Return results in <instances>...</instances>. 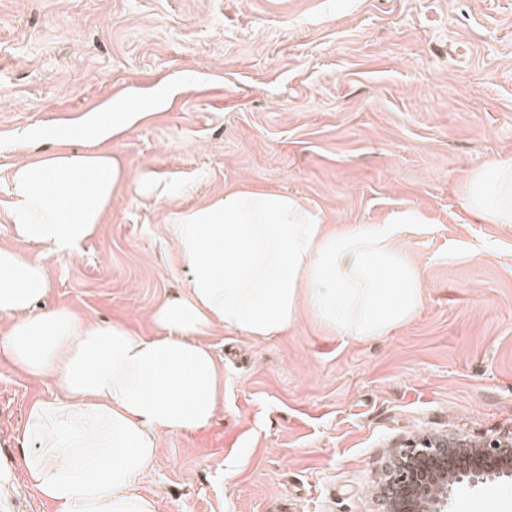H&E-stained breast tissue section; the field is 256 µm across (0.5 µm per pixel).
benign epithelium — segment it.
Masks as SVG:
<instances>
[{"label":"benign epithelium","instance_id":"obj_1","mask_svg":"<svg viewBox=\"0 0 512 512\" xmlns=\"http://www.w3.org/2000/svg\"><path fill=\"white\" fill-rule=\"evenodd\" d=\"M512 475V436L480 444L463 438L417 436L395 444L379 474L384 512H445L449 494L464 482Z\"/></svg>","mask_w":512,"mask_h":512}]
</instances>
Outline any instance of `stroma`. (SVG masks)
Here are the masks:
<instances>
[{"mask_svg": "<svg viewBox=\"0 0 512 512\" xmlns=\"http://www.w3.org/2000/svg\"><path fill=\"white\" fill-rule=\"evenodd\" d=\"M115 97L143 115L103 145L126 181L79 253L49 257L41 308L152 334L186 290L175 224L229 184L294 193L327 224L421 219L403 252L427 288L401 327L345 343L304 312L268 340L208 337L224 404L160 435L139 485L158 512H378L394 443L512 431V224L463 199L512 158V0H0V245L18 136L84 151L71 130ZM55 395L0 349V512H53L21 430ZM475 497L512 512V476L460 486L447 512Z\"/></svg>", "mask_w": 512, "mask_h": 512, "instance_id": "1", "label": "stroma"}]
</instances>
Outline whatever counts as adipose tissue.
<instances>
[{
    "label": "adipose tissue",
    "mask_w": 512,
    "mask_h": 512,
    "mask_svg": "<svg viewBox=\"0 0 512 512\" xmlns=\"http://www.w3.org/2000/svg\"><path fill=\"white\" fill-rule=\"evenodd\" d=\"M139 118L112 100L75 130L92 150L21 158L7 188L14 232L31 250L0 246V347L30 380L59 389L31 404L22 427L23 469L54 512H157L139 484L160 435L207 427L224 397L204 342L216 329L266 340L305 311L341 341L362 340L405 324L423 302L424 272L400 245L412 212L338 229L294 194L230 185L176 224L188 288L154 308V335L66 307L36 312L51 291L48 257L78 252L120 190L124 175L101 142ZM464 202L478 219L512 224V161L473 171Z\"/></svg>",
    "instance_id": "adipose-tissue-1"
}]
</instances>
